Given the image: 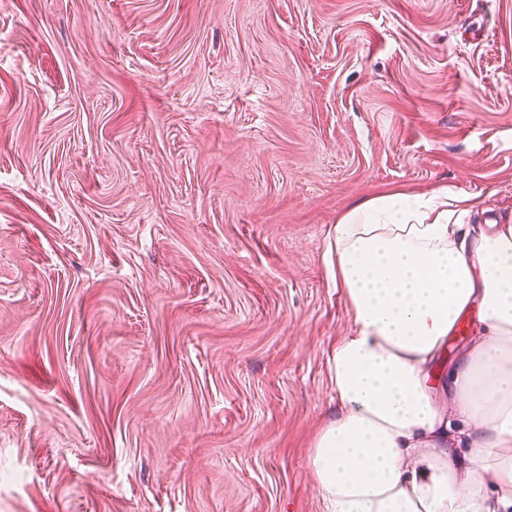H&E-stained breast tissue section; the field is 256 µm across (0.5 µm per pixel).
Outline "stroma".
<instances>
[{"mask_svg": "<svg viewBox=\"0 0 512 512\" xmlns=\"http://www.w3.org/2000/svg\"><path fill=\"white\" fill-rule=\"evenodd\" d=\"M445 187L512 224V0H0V512H328V233Z\"/></svg>", "mask_w": 512, "mask_h": 512, "instance_id": "1", "label": "stroma"}]
</instances>
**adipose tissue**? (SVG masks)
<instances>
[{
	"instance_id": "adipose-tissue-1",
	"label": "adipose tissue",
	"mask_w": 512,
	"mask_h": 512,
	"mask_svg": "<svg viewBox=\"0 0 512 512\" xmlns=\"http://www.w3.org/2000/svg\"><path fill=\"white\" fill-rule=\"evenodd\" d=\"M478 200L367 199L333 225L326 268L351 328L330 350L336 415L310 455L328 512H512V224H456ZM478 335L440 408L429 368L465 312Z\"/></svg>"
}]
</instances>
